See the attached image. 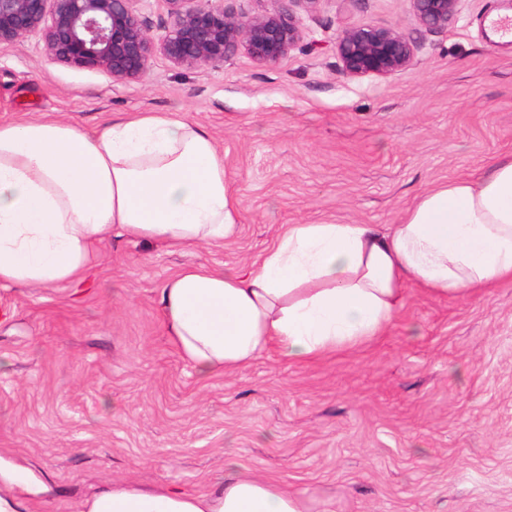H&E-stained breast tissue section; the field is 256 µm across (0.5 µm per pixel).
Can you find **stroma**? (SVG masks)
Masks as SVG:
<instances>
[{
    "instance_id": "obj_1",
    "label": "stroma",
    "mask_w": 512,
    "mask_h": 512,
    "mask_svg": "<svg viewBox=\"0 0 512 512\" xmlns=\"http://www.w3.org/2000/svg\"><path fill=\"white\" fill-rule=\"evenodd\" d=\"M507 7L461 0L455 24L428 32L408 0H320L278 63L240 52L185 68L158 53L138 80L54 61L36 36L0 44V122L92 132L184 115L222 148L239 214L220 246L112 237L77 290L0 285V460L46 485L30 512H72L113 481L203 493L229 461L310 512H512V282L458 298L410 284L360 347L207 379L166 335L159 294L182 267L260 260L290 224L387 228L426 190L512 154V42L485 27ZM347 25L410 36L413 64L345 75Z\"/></svg>"
}]
</instances>
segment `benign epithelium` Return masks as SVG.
Wrapping results in <instances>:
<instances>
[{
  "instance_id": "1",
  "label": "benign epithelium",
  "mask_w": 512,
  "mask_h": 512,
  "mask_svg": "<svg viewBox=\"0 0 512 512\" xmlns=\"http://www.w3.org/2000/svg\"><path fill=\"white\" fill-rule=\"evenodd\" d=\"M135 0H0V43L36 35L47 54L68 66L134 80L159 52L181 67L221 66L239 51L275 64L302 40L292 6L313 12L320 0H271L274 7L237 14L227 0H166L168 22L151 34ZM420 25L441 32L454 24L461 0H409ZM416 43L392 28L348 25L336 36L341 70L387 78L413 64Z\"/></svg>"
}]
</instances>
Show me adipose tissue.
<instances>
[{
	"label": "adipose tissue",
	"mask_w": 512,
	"mask_h": 512,
	"mask_svg": "<svg viewBox=\"0 0 512 512\" xmlns=\"http://www.w3.org/2000/svg\"><path fill=\"white\" fill-rule=\"evenodd\" d=\"M236 217L216 141L177 114L141 112L91 133L0 122V285L78 282L116 231L175 251L220 245ZM409 281L440 298L512 281V156L426 191L387 229L292 224L244 267H184L161 287L162 318L205 379L273 348L309 362L371 341L398 316ZM225 469L199 494L110 483L75 512H309L288 488Z\"/></svg>",
	"instance_id": "ef3b65f1"
}]
</instances>
